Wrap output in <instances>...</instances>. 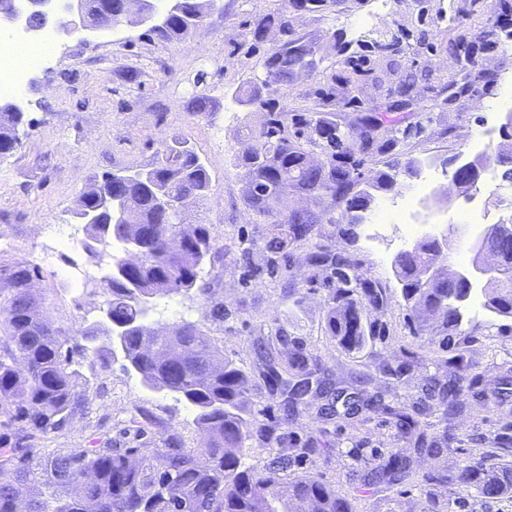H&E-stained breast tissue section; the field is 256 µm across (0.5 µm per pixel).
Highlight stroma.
<instances>
[{"instance_id": "stroma-1", "label": "stroma", "mask_w": 512, "mask_h": 512, "mask_svg": "<svg viewBox=\"0 0 512 512\" xmlns=\"http://www.w3.org/2000/svg\"><path fill=\"white\" fill-rule=\"evenodd\" d=\"M506 3L512 5V0H337L317 13L291 12L297 33L320 40L325 67L282 88L278 103L292 112L310 107L316 90L327 88L331 75H343L339 59L367 41L400 39L401 71L432 76L419 87L421 106L395 113L403 125L427 128L402 147L404 157L420 161L422 172L417 181L399 184L395 192L377 193L372 208L392 207L418 190L431 197L436 186L449 182L444 168L448 159L470 156L473 135L487 127L499 130L501 114L512 110L503 97L512 91V51L480 45L481 32L501 29ZM283 7V0H216L204 26L181 41L149 38L144 27L127 22L58 41L57 53L46 68L32 73L16 99L25 114L19 147L0 157V234L12 243L10 252L0 254V262L39 268L40 292L56 326L77 329L99 319L104 300L99 283L90 278L81 290H74L47 265L50 229L85 237L74 209L89 179L106 170L146 165L162 140H188L207 165L211 190L205 204L186 208L185 220L209 225L218 240V258L205 266L203 275L215 301L223 303L224 317L212 319L210 304L190 293L159 300L153 325L173 328L184 320L203 324L225 359L250 376L244 403L259 422L279 423L286 447L311 442L320 447V454L289 469L288 477H319L349 499L353 512H448L452 497L466 498L464 512H512L511 499L485 500L473 496L469 487L431 479L436 470H457L466 459L512 462V443L499 437L505 417L512 416V401L502 404L496 398L500 383L512 382V332L498 330L496 315L487 309L465 314L464 327L470 332L462 345L469 361L463 381L468 409L429 415L433 432L449 433L452 441L442 459L415 457L413 479L393 486H360L358 473L376 450L404 445L390 414L372 413L362 424L343 418L327 421L316 408L303 405L292 423L279 422V400L269 395L259 376V350L280 327L290 338L281 346L282 354L302 344L320 356L342 384L364 376L387 386L385 402L392 406L413 404L423 398L431 380H447L445 353L410 327L390 261L431 228L463 224L460 208L465 204L459 197L451 207L443 202L429 208L416 205L408 218L414 227L408 239L400 224L382 225L370 234L362 224L348 227L342 209L325 211L315 243L356 260L359 274L382 282L394 297L378 315L384 335L364 349L345 351L324 335L327 271L311 266L302 246L288 252V275L268 273L264 241L271 228L257 223L248 209L243 197L246 170L234 161L241 142L266 115L235 101L233 92L263 77L264 62L279 39L272 31L264 40H255L254 23ZM452 42L477 44L478 58L495 75L490 82L470 79L466 92L453 100L438 81L457 71L448 53ZM128 69L139 71L137 82L122 80ZM197 96L208 102L200 115L189 109ZM80 371L88 381L84 411L41 441L43 453L96 448L107 439L113 447H131L121 430L140 413L157 420L151 430L154 440L174 430L183 435L186 447H202L195 412L183 397L151 391L117 361L106 369L85 363Z\"/></svg>"}]
</instances>
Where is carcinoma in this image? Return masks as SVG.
<instances>
[{
	"mask_svg": "<svg viewBox=\"0 0 512 512\" xmlns=\"http://www.w3.org/2000/svg\"><path fill=\"white\" fill-rule=\"evenodd\" d=\"M214 0H177L164 7L152 4L160 23L148 36L181 40L204 20ZM277 26L282 39L266 59L267 77L238 91L239 103L267 113L262 128L254 131L239 150L237 160L248 172L244 200L258 220L273 228L265 241L268 253L278 255L302 241L312 240L318 215L294 206L297 197L317 206L343 209L347 224L362 223L363 213L374 202L367 191L391 192L398 181L420 177V162L401 159L397 148L425 131V126H399L386 113L370 108L358 112L342 128L324 117L323 108L335 93L319 91L318 101L307 112L276 111L279 90L304 74L319 69L315 41L298 35L288 11L263 16L255 22L253 37L262 39L263 29ZM370 55L361 53L342 62L345 75L340 85L348 99L356 98ZM418 77L398 82L396 105L417 100ZM24 112H0V156L20 144L17 129ZM500 141L491 152L476 157L471 165L480 169L495 161L500 178L512 183V130L499 132ZM392 161L383 169H362L377 155ZM211 179L195 149L185 140L160 143L151 162L135 170L105 172L78 199L77 215L85 224V249L94 257L108 258L101 281L107 293L99 321L72 336L46 316L45 298L29 295L28 283L39 277L35 266L20 268L0 263V316L5 338L0 341V512H301L308 501L311 512H352L350 501L336 494L314 475L285 482L284 471L292 461L317 452L304 446L287 453L274 448L275 429L258 423L243 405L250 380L221 349L203 325L184 321L167 333L149 323L154 300L196 292L213 293L202 281L203 266L218 252L207 224H176L166 205L191 198L203 203L209 197ZM181 238L184 245L173 251L169 241ZM497 251L498 276L484 290V306L503 319H512V226L497 227L487 238ZM440 258L429 236L394 258L393 275L409 311L415 332L438 337L441 350L451 353L447 363L460 373L468 364L453 343L455 336H470L462 329L466 307L464 288L443 280L424 284L422 275ZM308 262L329 268L336 276L326 303L324 331L347 351L358 350L368 339L383 334V325L370 319L384 311L391 299L388 289L376 280L350 271L352 261L316 243ZM288 342L280 331L263 346L262 378L273 395L281 397V421L286 424L299 405L315 403L327 419L343 417L355 421L368 411L393 415L406 446L391 449L385 461L367 472L370 484H398L412 476L413 458L427 455L438 459L448 453V432L429 433L426 417L430 406L418 403L394 407L385 403V392L365 385L344 387L321 359L302 347L276 358V345ZM120 350L125 367L132 369L144 385L156 392L181 395L197 415L195 423L204 435V447L191 450L182 436L172 431L157 444L148 438L156 425L150 418L130 420L138 445L114 448L106 439L98 448L42 458L35 451L37 440L62 428L84 407L78 356L107 368L112 347ZM460 374L444 383L433 382L428 398L438 401L443 414L467 409L461 399ZM260 439L268 446L267 463H249L247 442ZM433 479L450 485L465 484L483 498L512 495V464L485 465L466 462L457 471H437Z\"/></svg>",
	"mask_w": 512,
	"mask_h": 512,
	"instance_id": "cac0c4a2",
	"label": "carcinoma"
}]
</instances>
